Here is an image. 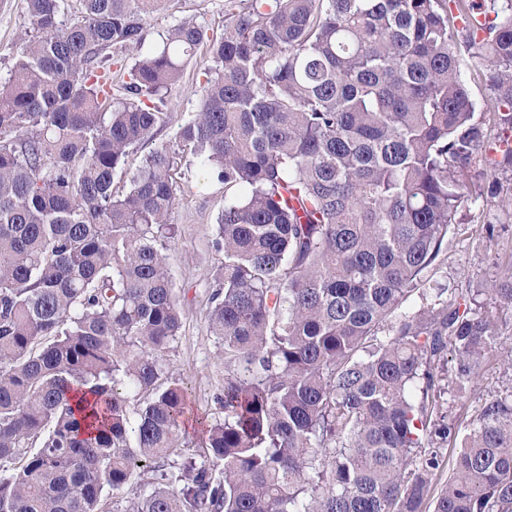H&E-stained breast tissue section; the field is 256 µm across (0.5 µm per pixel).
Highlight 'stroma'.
<instances>
[{
	"label": "stroma",
	"instance_id": "1",
	"mask_svg": "<svg viewBox=\"0 0 512 512\" xmlns=\"http://www.w3.org/2000/svg\"><path fill=\"white\" fill-rule=\"evenodd\" d=\"M188 18L211 33L221 34L229 18L226 0H163L156 11L143 18L142 47L116 51V58L123 66L132 65L161 45L168 32ZM29 28L23 0H0V77H6ZM207 61L206 49L198 48L178 80L167 88L163 123L153 138L129 154L124 173L114 178L115 191H124L126 173L135 171L149 152L162 146L171 151L177 197L170 220L178 227V237L170 251V274L182 312V328L165 358L174 378L187 388L189 411L183 433L191 448L203 445L195 417L219 416L216 398L224 386V360L207 321L215 273L224 260L212 246L215 224L224 209V186L210 179L195 158L182 152L177 138L180 127L198 109ZM489 183L496 186L495 197L467 202L465 220L430 272L432 282L473 288L512 274V172L501 171L485 160L460 178L465 193L475 185ZM489 224L495 227L491 243L485 234ZM511 377L503 365H493L481 374L477 388L461 398L449 397L447 406L451 412L473 415L481 402Z\"/></svg>",
	"mask_w": 512,
	"mask_h": 512
}]
</instances>
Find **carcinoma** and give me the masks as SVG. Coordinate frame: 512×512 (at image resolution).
Instances as JSON below:
<instances>
[{"label":"carcinoma","instance_id":"1","mask_svg":"<svg viewBox=\"0 0 512 512\" xmlns=\"http://www.w3.org/2000/svg\"><path fill=\"white\" fill-rule=\"evenodd\" d=\"M25 2L0 79V512H512V378L466 423L444 407L512 368V276L427 287L488 144L471 85L512 129V0H228L220 38L181 21L117 102L112 50L162 0ZM203 44L178 142L224 184L223 417L188 448L173 157L113 181Z\"/></svg>","mask_w":512,"mask_h":512}]
</instances>
